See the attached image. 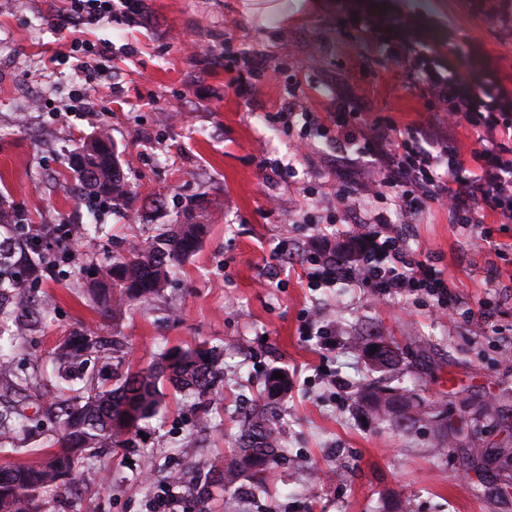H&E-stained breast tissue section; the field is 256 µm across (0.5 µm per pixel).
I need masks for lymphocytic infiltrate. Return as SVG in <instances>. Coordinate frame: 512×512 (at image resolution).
Here are the masks:
<instances>
[{
	"label": "lymphocytic infiltrate",
	"mask_w": 512,
	"mask_h": 512,
	"mask_svg": "<svg viewBox=\"0 0 512 512\" xmlns=\"http://www.w3.org/2000/svg\"><path fill=\"white\" fill-rule=\"evenodd\" d=\"M430 111L442 113L406 133L393 135L390 126L361 122L354 101L337 97L336 111L322 117L303 108L296 91L281 101L278 116L285 124L302 120L304 126L336 125V146L368 177L364 191L386 198L387 208H364L348 188H340L336 201L344 216L358 229L338 248L323 246L301 264L312 288L336 286L371 289L373 297L430 296L439 310L453 308L456 292L442 270L414 257L392 216H412L425 203L441 202L458 228L484 224L493 214L512 223V102L498 84L468 90L439 66H415ZM468 122L477 132L479 149L470 165L458 159L453 131Z\"/></svg>",
	"instance_id": "obj_1"
}]
</instances>
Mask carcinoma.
Wrapping results in <instances>:
<instances>
[{"instance_id": "obj_1", "label": "carcinoma", "mask_w": 512, "mask_h": 512, "mask_svg": "<svg viewBox=\"0 0 512 512\" xmlns=\"http://www.w3.org/2000/svg\"><path fill=\"white\" fill-rule=\"evenodd\" d=\"M69 165L89 198L101 203L129 200L120 155L108 130H100L73 153ZM204 212V207H198L196 221L176 224L146 245L132 246L103 264L91 260L80 265V277L86 280L101 316L116 321L131 304L147 301L166 287L183 263L201 248L206 233ZM27 249L28 243L20 244L17 267L13 259L0 256V309L9 303L26 308L31 302L28 284L39 280L42 265L28 258ZM376 343L384 347V360L374 369L383 373L395 369L399 348L390 338L378 333L362 342L361 349ZM92 354L107 358L109 348L103 337L82 329L72 332L61 343L56 360L64 367V373L71 374L80 371ZM276 372L284 378L274 377ZM221 375L215 351L174 347L162 354L157 365L147 369L130 372L115 366L114 383L107 390L91 380L71 394L61 391L49 402L33 406L30 414L19 391H14L10 404L0 411V439H15L27 430L30 422L46 415L58 426L57 450L39 464L0 467V512H38L45 493L72 489L73 470L83 451L130 447L141 423L156 416L162 406V380L195 398L197 409L205 412L217 393ZM0 376L15 378L19 387L37 382L35 375L16 374L13 364L5 360H0ZM289 386L285 370H269L262 402L246 413L237 439L236 457L224 468L225 487L230 488L243 478L250 483L254 495L267 493L274 470L283 459V448L278 446L279 432L269 406L287 394ZM359 405L397 428H405L427 415L412 395L380 379L362 389Z\"/></svg>"}]
</instances>
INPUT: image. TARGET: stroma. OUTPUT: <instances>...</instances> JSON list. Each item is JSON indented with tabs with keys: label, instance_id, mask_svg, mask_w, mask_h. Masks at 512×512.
Returning a JSON list of instances; mask_svg holds the SVG:
<instances>
[{
	"label": "stroma",
	"instance_id": "1",
	"mask_svg": "<svg viewBox=\"0 0 512 512\" xmlns=\"http://www.w3.org/2000/svg\"><path fill=\"white\" fill-rule=\"evenodd\" d=\"M300 0L288 23L262 33L239 0H142L138 22L117 13L95 25L66 18V0H0V197L22 214L41 260L60 273L35 289L41 306L26 340L0 342L15 368L40 363L47 398L64 385L52 353L73 330L117 337L121 354L141 367L180 345L216 350L224 382L201 420L193 399L164 386L157 417L133 448L90 452L76 494L45 497L43 512H159L173 475L184 476L180 512L198 495L225 512L215 477L234 454L243 415L259 398L265 372L285 369L293 386L273 406L287 456L268 494L241 495L239 512H512V466L478 471L488 448L512 456V223L487 217L491 237L460 231L448 211L422 208L403 231L411 252L431 260L456 287L460 306L435 318L415 296L371 302L367 288H308L299 266L321 235L348 234L326 219L336 191L361 180L337 161L317 129H283L273 116L290 88L311 111L336 109V91L320 72L340 75L362 119L403 130L430 120L409 63L397 56L389 22L413 23L421 51L473 88L497 82L512 95V0ZM373 23L364 34L350 20ZM88 63L79 71L74 41ZM93 90L85 109L74 94ZM107 126L125 162L133 204L89 206L67 157ZM293 159L283 183L263 175V159ZM201 203L210 226L200 250L153 299L119 321L102 317L76 271L150 242L159 227L183 222ZM97 220L100 233L76 241L64 258L46 225ZM336 326L325 350L301 333L303 321ZM393 337L401 363L393 385L412 390L430 414L469 428L471 406L494 402L497 415L478 438L442 449L445 430L427 419L400 431L364 417L363 386L374 377L356 346L376 333ZM346 379L334 398L331 376ZM56 436L43 423L0 446V466L32 463Z\"/></svg>",
	"mask_w": 512,
	"mask_h": 512
}]
</instances>
